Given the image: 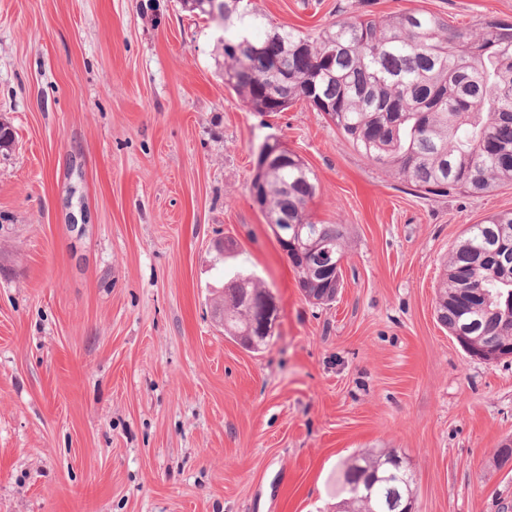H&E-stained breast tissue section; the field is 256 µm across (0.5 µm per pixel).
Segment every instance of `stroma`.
I'll list each match as a JSON object with an SVG mask.
<instances>
[{
	"label": "stroma",
	"instance_id": "35a3bbf8",
	"mask_svg": "<svg viewBox=\"0 0 512 512\" xmlns=\"http://www.w3.org/2000/svg\"><path fill=\"white\" fill-rule=\"evenodd\" d=\"M250 5L311 35L407 8L512 22V0ZM223 36L178 0H0V512H333L341 463L383 449L414 512H512V359L468 356L435 313L449 250L512 184L422 196L306 102L250 111ZM272 135L344 227L332 305L251 196ZM241 268L279 309L256 353L213 314Z\"/></svg>",
	"mask_w": 512,
	"mask_h": 512
}]
</instances>
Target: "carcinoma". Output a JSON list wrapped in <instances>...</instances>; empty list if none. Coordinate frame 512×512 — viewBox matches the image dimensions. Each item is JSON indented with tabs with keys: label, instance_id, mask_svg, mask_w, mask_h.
<instances>
[{
	"label": "carcinoma",
	"instance_id": "obj_1",
	"mask_svg": "<svg viewBox=\"0 0 512 512\" xmlns=\"http://www.w3.org/2000/svg\"><path fill=\"white\" fill-rule=\"evenodd\" d=\"M224 83L253 112H284L297 100L336 126L372 164L414 185L423 195L487 194L512 183V24L490 20L478 30L451 27L421 10L396 12L382 21L345 16L316 36L271 27L264 16L222 0ZM316 184L305 163H288L262 174V210L268 221L301 227V247L288 253L308 300L329 304L338 289L314 271L305 245L317 238L343 259L340 224L312 218ZM268 291L237 275L215 303L224 309V335L251 352L266 345L268 318L278 308ZM440 323L455 332L470 324L479 348L500 347L512 336V211L466 229L449 251L437 290ZM392 451H362L342 464L336 478L340 512H389L394 494L412 498L414 476ZM378 478L371 498L353 484Z\"/></svg>",
	"mask_w": 512,
	"mask_h": 512
}]
</instances>
